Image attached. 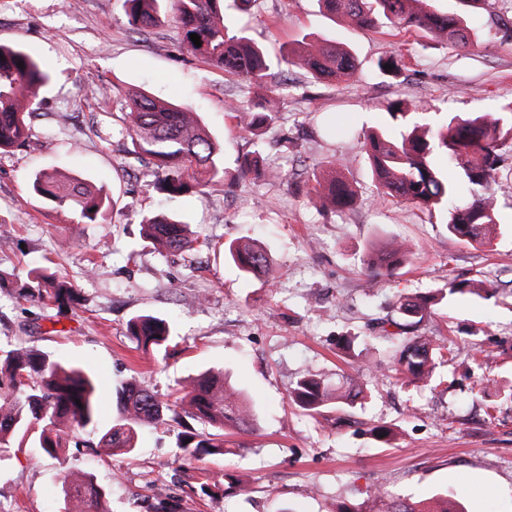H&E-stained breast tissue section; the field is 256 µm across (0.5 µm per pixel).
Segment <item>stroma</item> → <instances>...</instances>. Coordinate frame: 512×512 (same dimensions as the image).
I'll return each mask as SVG.
<instances>
[{
	"instance_id": "stroma-1",
	"label": "stroma",
	"mask_w": 512,
	"mask_h": 512,
	"mask_svg": "<svg viewBox=\"0 0 512 512\" xmlns=\"http://www.w3.org/2000/svg\"><path fill=\"white\" fill-rule=\"evenodd\" d=\"M225 20L247 27L274 57L307 34L347 43L357 72L320 82L285 66L262 83L243 82L186 54L171 18L132 32L124 0H0V43L22 46L51 73L27 118L25 146L0 153V269L21 282L53 261L81 297L60 311L0 288V346L33 347L92 371L105 427L116 418L119 382L164 400L190 374L228 369L256 423L228 430L225 457L204 466L250 482L252 491L215 499L187 492L176 431L147 428L128 458L71 448L61 461L16 449L0 468V512H63L67 466L92 476L111 512H151L156 485L178 512H337L380 486L413 501L448 492L463 512H512V147L502 150L496 193L502 232L489 248L449 236L442 212L378 197L363 148L365 132L390 126L393 101L437 113L512 103V0H488L475 20L479 36L496 43L490 53L413 33L358 31L322 14L316 0H251L244 10L228 7ZM390 53L407 64L401 76L374 67ZM131 88L198 112L224 148L225 178L172 201L157 192L153 170L127 155L118 132ZM249 97L270 116L257 135L226 110ZM256 150L282 179L240 173ZM338 162L357 191L345 212L307 192ZM42 172L105 186L117 206L96 223L73 225L66 210L33 193ZM161 211L178 214L201 247L161 253L145 245L141 220ZM242 237L267 250L273 283L243 277L226 258ZM393 238L409 242V260L369 287L367 260ZM472 278L499 289L486 299L445 296L418 329L448 347L433 381L417 388L392 378L396 301ZM140 314L173 322L165 353L143 352L129 338L127 323ZM306 375L363 382L369 396L313 419L288 400ZM383 423L399 430L393 445L371 434Z\"/></svg>"
}]
</instances>
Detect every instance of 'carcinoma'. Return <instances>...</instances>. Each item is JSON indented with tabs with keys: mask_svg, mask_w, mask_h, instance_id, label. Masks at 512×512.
I'll return each instance as SVG.
<instances>
[{
	"mask_svg": "<svg viewBox=\"0 0 512 512\" xmlns=\"http://www.w3.org/2000/svg\"><path fill=\"white\" fill-rule=\"evenodd\" d=\"M129 4L128 24L136 32H146L158 22V14L170 7L174 23L182 30L186 51L246 82L269 75L273 62L264 47L242 31H232L224 23L225 0H125ZM459 11L448 14L434 9L432 0H318L331 15H338L360 29L377 30L390 25L413 30L429 41H450L461 48L480 46L489 52L493 42L474 41L478 37L471 15L486 0H458ZM200 37L194 45L191 34ZM24 66H18V63ZM288 66L307 70L319 81H339L354 75L357 62L353 52L330 40L302 37L283 58ZM377 70L396 77L405 70L400 57L389 55L376 62ZM51 80L47 67L19 46L0 44V151L18 147L27 138L23 106L34 111L39 91ZM228 110L238 124L254 131L268 120L258 101H236ZM392 123L400 128L393 137L383 130L370 133L364 149L371 163L378 195L394 197L427 209L444 207L448 213V235L480 246L492 243L497 230L494 198L489 190L498 184L502 148L512 142V104L494 115L448 112L434 119L413 111L408 104L387 106ZM119 133L130 140L129 154L137 160L148 158L155 167L154 187L176 197L224 178L220 148L200 124L198 113L160 101L132 89L126 95L123 125ZM445 157L458 169V178L448 180L435 163ZM243 174L279 175L261 155L245 158ZM32 191L71 214L73 224H91L104 217L111 198L102 187H94L78 177L57 178L40 173L31 183ZM309 193L339 210L354 199L352 185L338 171L314 180ZM144 239L170 251H188L197 240L187 225L172 214L156 213L142 220ZM408 246L392 241L371 257L374 269L369 287L378 286L407 259ZM228 258L246 277L266 282L275 278L276 268L263 250L252 243L230 244ZM491 283L483 279L451 281L448 294L483 296ZM15 298L59 310L70 309L80 300L78 289L60 279L49 267L30 271L27 281L15 287ZM432 297H407L398 302L399 320L392 322L404 337L393 343L396 374L411 382L429 377L440 356V347L426 336L409 332L424 320L433 305ZM130 336L156 353L171 340L169 323L160 317L141 314L127 323ZM117 417L100 428L98 383L88 370L67 366L36 350L0 348V464L10 459L13 448L33 445L57 457L65 448L102 447L114 455L130 456L136 451L138 432L143 428H181L177 457L192 463L209 456H222L224 429L250 424L254 416L240 390L226 373L204 372L186 378L173 399L163 402L157 395L132 382L114 388ZM288 397L305 414L315 416L336 404L350 405L365 397V386L348 393L315 378L297 380ZM209 426L200 432L194 423ZM97 436L93 440L90 435ZM194 489L214 498L224 492V475L198 478ZM66 512H110L105 492L87 475L75 476L66 468L61 475ZM371 507L346 506L340 512H436L437 500L409 501L382 488L369 497Z\"/></svg>",
	"mask_w": 512,
	"mask_h": 512,
	"instance_id": "obj_1",
	"label": "carcinoma"
}]
</instances>
